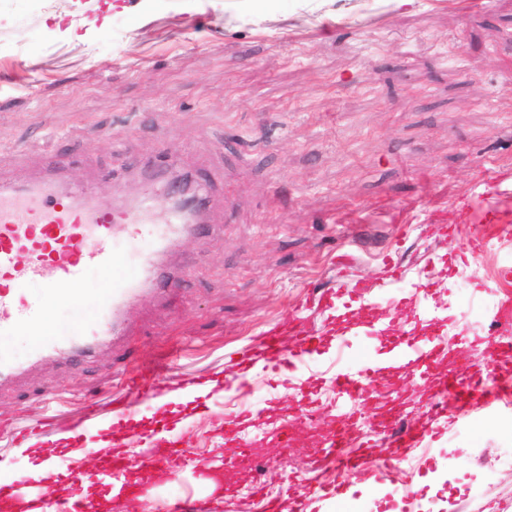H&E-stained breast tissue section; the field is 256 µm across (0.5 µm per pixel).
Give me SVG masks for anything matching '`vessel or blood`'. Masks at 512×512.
<instances>
[{"label":"vessel or blood","instance_id":"vessel-or-blood-1","mask_svg":"<svg viewBox=\"0 0 512 512\" xmlns=\"http://www.w3.org/2000/svg\"><path fill=\"white\" fill-rule=\"evenodd\" d=\"M159 190V185H148L136 212L96 207L92 194L78 187L65 191L45 185L19 186L0 191V387L44 360L91 356L102 345L124 335V312L143 293L149 291L162 298L175 287L177 276L161 266L157 258L181 235L201 233L203 227L190 223L187 211L181 208L174 210L168 223H144L141 212L152 206ZM92 269L101 272L103 281L94 297L89 298L84 293V283ZM35 285L40 294L33 298L29 290ZM359 296L358 287L343 284L321 296L319 302L336 310L348 307ZM62 301L74 307L92 304L93 329L74 326L44 333L47 309ZM511 310L512 302H499L494 320L503 335L499 353L488 355L478 368L449 371L440 386L442 393L466 403L512 382V321L505 317ZM23 328L32 331L34 340L27 356L20 358L14 354L10 339ZM461 342L458 336L447 341L409 329L385 346L360 349L333 379L337 415L352 414L366 396L368 382L378 376L403 370L413 382L429 380L447 348ZM325 351L320 337L305 334L300 322H293L284 332L270 327L261 353L247 347L237 350L236 374L225 378L222 387L247 394V375L255 364H262L264 371L282 373ZM172 369L169 363L160 370L139 368L124 378L127 392L154 401L158 411L147 424L132 412L117 417L116 427L136 438L141 448L135 459L122 451H106L104 464L95 476L104 495L134 494L133 475L150 477L158 472H174L184 462L186 450L179 413L185 394L183 389L171 387ZM451 414V408L444 406L427 427L394 433L393 456L402 457L406 449L435 436ZM255 427L251 414L245 412L225 419L222 444L231 450L224 458L225 467L237 468L252 462ZM345 445V437L337 431L329 438L325 451L335 456L342 468L349 469L366 453L361 449L346 450ZM344 497L345 489L340 484L322 491L313 500L293 489L288 494L289 512H311L310 505L315 501L327 512H342ZM50 512H98V505L77 484L69 496L52 503Z\"/></svg>","mask_w":512,"mask_h":512}]
</instances>
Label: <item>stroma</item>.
Here are the masks:
<instances>
[{"label":"stroma","mask_w":512,"mask_h":512,"mask_svg":"<svg viewBox=\"0 0 512 512\" xmlns=\"http://www.w3.org/2000/svg\"><path fill=\"white\" fill-rule=\"evenodd\" d=\"M105 2L0 0V185L52 176L90 186L105 207L132 202L145 187L126 164L134 157L203 186L211 231L170 253L184 281L168 301L141 298L122 342L89 360L47 361L0 390V463L25 474L31 456L53 455L57 437L84 426L77 466L92 473L111 412L151 414L122 397L125 372L177 351L175 385L220 379L230 352L299 316L334 348L296 374L255 378L263 434L253 468L218 483L206 468L239 405L223 395L187 420L188 465L140 487L148 512H166L176 496L184 512H237L244 500L268 512L289 476L309 492L339 476L324 455L330 381L356 345L436 324L469 338L443 356L449 368L495 346L497 298L481 287L512 263V0H416L406 12L385 0H282L266 18L238 0H127L128 12L84 40L42 29L49 12L87 23ZM485 186L498 192L496 211L473 257L464 204ZM392 261L401 282L390 279ZM421 277L431 286L419 299L411 284ZM340 280L361 289L342 320L311 305ZM439 386H412L402 371L378 377L358 415L425 425ZM306 398L322 418L295 421L281 450L277 428ZM418 451L422 466L395 485L367 464L343 475L348 512H401L402 487L424 490V512H457L462 500L469 512H512V408H460Z\"/></svg>","instance_id":"35a3bbf8"}]
</instances>
